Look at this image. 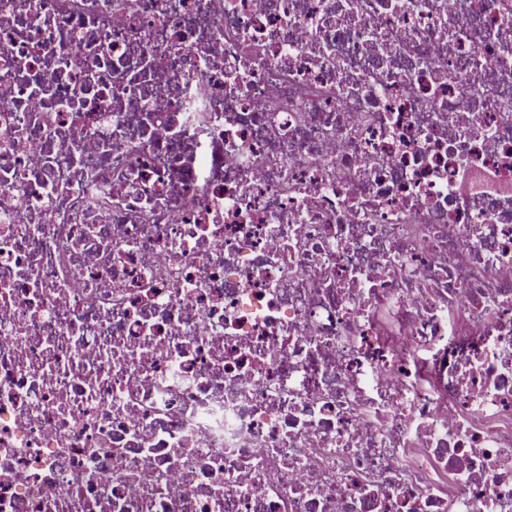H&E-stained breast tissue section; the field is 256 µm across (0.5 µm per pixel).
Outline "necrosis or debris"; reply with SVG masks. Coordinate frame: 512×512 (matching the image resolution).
Instances as JSON below:
<instances>
[{
  "mask_svg": "<svg viewBox=\"0 0 512 512\" xmlns=\"http://www.w3.org/2000/svg\"><path fill=\"white\" fill-rule=\"evenodd\" d=\"M0 512H512V0H0Z\"/></svg>",
  "mask_w": 512,
  "mask_h": 512,
  "instance_id": "necrosis-or-debris-1",
  "label": "necrosis or debris"
}]
</instances>
